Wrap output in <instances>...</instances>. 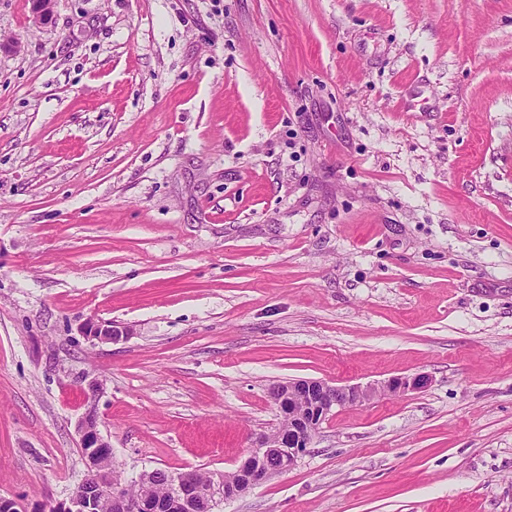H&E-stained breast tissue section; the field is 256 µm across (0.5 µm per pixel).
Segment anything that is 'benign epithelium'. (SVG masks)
<instances>
[{"label": "benign epithelium", "instance_id": "obj_1", "mask_svg": "<svg viewBox=\"0 0 512 512\" xmlns=\"http://www.w3.org/2000/svg\"><path fill=\"white\" fill-rule=\"evenodd\" d=\"M81 333L93 346L116 343L129 336L125 326L92 319L83 324ZM83 382L87 408L76 429L88 474L67 500L54 504L55 512H215L221 502L293 469L310 448L319 425L334 409L369 401L381 393L423 389L428 377L424 374L392 377L381 384L348 387L333 386L319 379L278 383L271 388V397L278 407L288 408V426L256 437L248 457L234 471V481L220 478L203 483L192 470L177 474L144 470L135 478L142 485V492L134 497L112 485L108 476L112 446L101 434L97 410L104 384L95 377H85ZM159 479L170 487L165 498L152 494V486Z\"/></svg>", "mask_w": 512, "mask_h": 512}]
</instances>
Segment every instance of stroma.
<instances>
[{"label":"stroma","instance_id":"1","mask_svg":"<svg viewBox=\"0 0 512 512\" xmlns=\"http://www.w3.org/2000/svg\"><path fill=\"white\" fill-rule=\"evenodd\" d=\"M88 373L128 481L425 374L220 512H512V0H0V496L86 478ZM81 333L91 345L116 343L130 336L129 330L125 326H119L112 321H94L92 319L83 324Z\"/></svg>","mask_w":512,"mask_h":512}]
</instances>
